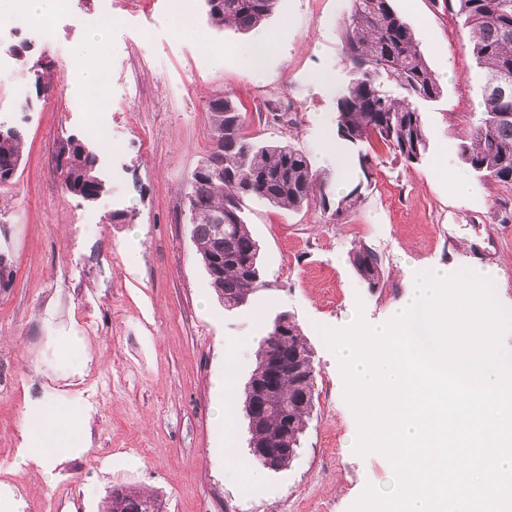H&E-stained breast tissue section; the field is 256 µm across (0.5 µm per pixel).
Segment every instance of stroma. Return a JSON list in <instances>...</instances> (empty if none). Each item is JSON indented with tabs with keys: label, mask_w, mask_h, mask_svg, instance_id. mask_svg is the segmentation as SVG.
I'll return each mask as SVG.
<instances>
[{
	"label": "stroma",
	"mask_w": 512,
	"mask_h": 512,
	"mask_svg": "<svg viewBox=\"0 0 512 512\" xmlns=\"http://www.w3.org/2000/svg\"><path fill=\"white\" fill-rule=\"evenodd\" d=\"M71 2L49 34L36 18L0 35V123L23 133L18 174L0 186V252L12 270L0 283V493L21 512H103L119 486L160 494L165 512H349L366 486H389L392 466L350 448L356 419L319 327H343L358 311L381 322L429 265L498 267L494 294L512 311V186L470 172L458 154L482 93L462 19L438 0H393L442 88L420 107L423 162L379 150L362 203L336 222L312 203L287 212L244 200L267 287L228 310L189 232L190 180L211 149L206 103L232 95L255 142L291 144L333 191L349 190L358 166L337 169L322 138L348 80L342 22L352 0H278L260 27L275 49L259 82L239 53L251 33L214 27L205 0H189L186 23L173 18V0L113 9L94 53L105 69L102 108L74 105L82 84L72 58L98 28L103 3ZM102 120L111 141L90 132ZM72 138L96 157L107 185L97 199L63 186L58 150ZM442 153L444 173L435 168ZM457 176L467 196L456 195ZM362 244L382 259L379 288L351 265ZM283 312L313 349L316 385L296 459L271 470L249 453L243 411L233 435L217 428L215 379L235 360L244 389L267 322ZM74 335L83 340L77 352L64 344ZM50 401L77 404L84 426L81 454L55 464L47 481L39 465L17 460L24 411ZM230 451L238 466L226 465Z\"/></svg>",
	"instance_id": "stroma-1"
}]
</instances>
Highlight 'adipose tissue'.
I'll return each instance as SVG.
<instances>
[{
  "mask_svg": "<svg viewBox=\"0 0 512 512\" xmlns=\"http://www.w3.org/2000/svg\"><path fill=\"white\" fill-rule=\"evenodd\" d=\"M80 413L52 402H42L25 411L22 418L24 443L20 464L37 463L52 471L55 462L79 454Z\"/></svg>",
  "mask_w": 512,
  "mask_h": 512,
  "instance_id": "ef3b65f1",
  "label": "adipose tissue"
}]
</instances>
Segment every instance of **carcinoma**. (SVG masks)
<instances>
[{"label":"carcinoma","mask_w":512,"mask_h":512,"mask_svg":"<svg viewBox=\"0 0 512 512\" xmlns=\"http://www.w3.org/2000/svg\"><path fill=\"white\" fill-rule=\"evenodd\" d=\"M209 16L224 28L246 32L257 28L275 9L277 0H206ZM463 19L472 54L483 73V110L469 140L459 146L473 172L512 185V0H447ZM342 51L349 79L336 97L333 133L356 152L359 169L370 180L372 149L380 145L409 164L422 162L426 132L419 104L436 100L441 87L420 53L414 33L391 0H353L343 22ZM211 151L191 179L190 236L217 297L228 309L244 306L266 287L259 246L245 220L246 198L299 210L314 202L337 221L362 201L363 181L333 194L325 178L312 170L308 157L289 144H258L249 138L246 114L226 94L207 104ZM21 134L0 125V177L17 175L21 165ZM64 188L87 199L104 184L96 158L78 140L61 148ZM352 266L369 288L383 281L381 261L366 244L351 254ZM217 269H212V266ZM285 337L276 340L278 329ZM312 349L299 324L281 313L267 324L244 388L250 447L268 445L275 432L288 427V443L301 448L314 406L315 369ZM110 512H147L159 498L130 487L112 490Z\"/></svg>","instance_id":"obj_1"}]
</instances>
